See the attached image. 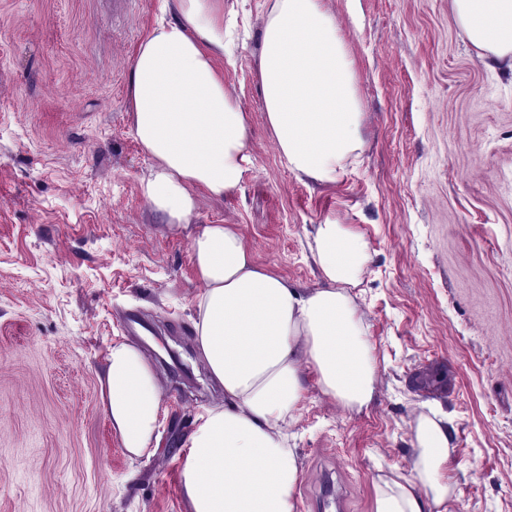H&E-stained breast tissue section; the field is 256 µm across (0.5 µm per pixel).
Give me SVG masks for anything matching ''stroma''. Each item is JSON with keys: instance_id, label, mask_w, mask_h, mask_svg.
Instances as JSON below:
<instances>
[{"instance_id": "1", "label": "stroma", "mask_w": 512, "mask_h": 512, "mask_svg": "<svg viewBox=\"0 0 512 512\" xmlns=\"http://www.w3.org/2000/svg\"><path fill=\"white\" fill-rule=\"evenodd\" d=\"M357 76L363 149L335 181L289 169L262 106L268 0H224L234 40L215 67L246 112L238 188H193L187 221L152 211L132 130L131 65L163 0H0V512H188L196 420L223 405L194 343L190 257L231 224L297 288L322 284L307 245L333 221L368 260L351 295L378 367L348 412L304 369L288 426L293 512H375L411 475L418 414L450 421L437 512H512V66L481 57L453 0H321ZM156 369L159 442L129 458L103 408L113 343Z\"/></svg>"}]
</instances>
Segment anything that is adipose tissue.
<instances>
[{"mask_svg":"<svg viewBox=\"0 0 512 512\" xmlns=\"http://www.w3.org/2000/svg\"><path fill=\"white\" fill-rule=\"evenodd\" d=\"M454 5L472 46L512 58V0ZM175 10L140 43L131 66L133 132L155 162L142 192L171 223L191 214V186L223 196L249 159L246 115L213 65L224 51V0H175ZM259 69L267 121L289 168L335 181L363 139L355 74L321 0H270ZM310 238L324 285L305 292L257 265L233 225H206L191 242L203 284L195 343L224 403L201 415L190 437L183 469L190 512H293L300 465L287 429L303 366L343 409L362 410L373 398L377 367L349 293L366 261L364 244L329 222ZM104 381L113 430L130 456H143L158 440L161 411L152 364L138 347L114 344ZM413 446V475L381 477L375 512H433L450 497L439 476L450 449L447 421L419 415Z\"/></svg>","mask_w":512,"mask_h":512,"instance_id":"adipose-tissue-1","label":"adipose tissue"}]
</instances>
